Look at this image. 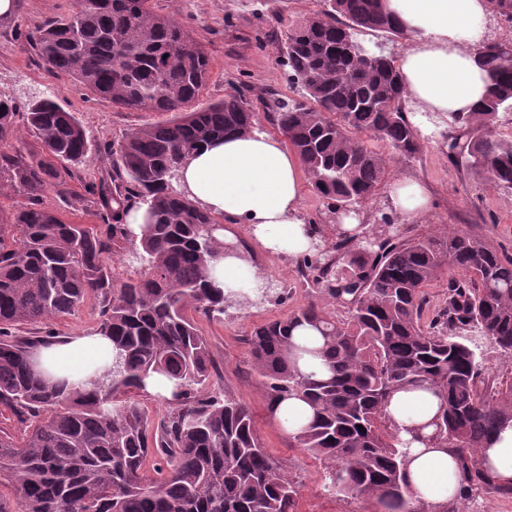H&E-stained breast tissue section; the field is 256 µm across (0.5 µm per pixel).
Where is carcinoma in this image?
<instances>
[{
    "instance_id": "obj_1",
    "label": "carcinoma",
    "mask_w": 512,
    "mask_h": 512,
    "mask_svg": "<svg viewBox=\"0 0 512 512\" xmlns=\"http://www.w3.org/2000/svg\"><path fill=\"white\" fill-rule=\"evenodd\" d=\"M70 12L42 23L29 46L59 76L98 98L139 112H176V119L131 130L112 152L116 179L87 189L83 201L109 229V241L63 220L37 198L56 177L55 164L83 160L89 148L72 113L42 99L28 105L27 125L41 155L0 150V194L28 200L0 218V326L70 314L89 295L103 298L97 332L112 338V365L78 388L55 383L32 365L41 339L0 338V405L30 421L17 441L0 430V478L16 497L0 512H295L298 486L258 442L251 409L232 396H199L210 374L209 347L191 312L224 314L251 304L273 284L250 293L214 285L211 262L224 253L213 215L175 186L178 170L214 139L258 129L251 88L203 107L211 73L201 44L151 0H72ZM367 31L407 37L383 0H324V8L290 30L279 47L299 98H276L268 121L286 137L312 188L336 213L361 206L382 188L386 158L410 161L420 130L405 111L406 89L395 58L361 64L341 51L346 35ZM478 64L489 93L476 112L448 123V158L491 186L512 191V137L494 132L512 110V41L488 42ZM0 141L14 131L17 109L0 98ZM145 208L137 237L130 208ZM126 249L139 276L112 281L111 251ZM303 267L318 271L315 298L286 318L253 330L249 344L268 411L298 397L312 420L288 435L329 465L323 492L375 498L384 512H435L413 503L406 466L413 443L455 450L457 495L464 506L483 494L512 497L478 457L512 427V383L486 384L480 344L512 355V259L483 237L464 232L394 240L342 235L313 243ZM448 271L443 304L431 309L424 288ZM346 310L336 318L330 305ZM313 328L321 350L294 342ZM320 352L321 376L298 359ZM173 383L170 406L155 429L127 397L153 375ZM430 390L440 400L430 435L404 439L385 414L402 390ZM363 429H358V426ZM157 458L146 469L149 455Z\"/></svg>"
}]
</instances>
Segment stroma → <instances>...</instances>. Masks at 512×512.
I'll return each instance as SVG.
<instances>
[{
	"label": "stroma",
	"instance_id": "35a3bbf8",
	"mask_svg": "<svg viewBox=\"0 0 512 512\" xmlns=\"http://www.w3.org/2000/svg\"><path fill=\"white\" fill-rule=\"evenodd\" d=\"M153 9L169 15L191 31L208 53L212 72L200 97L208 104L235 93L248 84L254 95L275 92L293 97L280 61L279 45L291 28L314 16L321 0H152ZM71 0H17L13 16L0 19V94L13 98L18 108L49 98L73 113L84 127L90 151L85 160L59 165L60 182L43 194L45 206L76 224L106 235L105 224L93 209L75 205L89 185L110 180V149L131 130L170 120L167 112L120 109L94 97L75 82L60 77L26 44L38 24L66 15ZM411 121L422 134L416 159L388 158L386 185L409 178L419 183L430 199L429 212L411 224L392 223L400 238L424 237L454 228L487 239L501 254L512 257V192L486 184L465 168L453 164L442 148V139L417 110ZM240 248L249 267L273 280L275 289L261 304L225 308L221 319L202 313L194 318L205 336L213 369L206 389L229 393L250 407L257 438L279 460L299 487L297 512H382L376 499H339L323 495L327 468L305 451L289 445L287 434L272 419L265 390L256 374L249 338L253 328L274 318L288 316L313 299L314 292L301 271L297 256L268 254L255 241L242 240ZM103 303L88 297L74 314L48 322L11 327L18 337H70L95 333Z\"/></svg>",
	"mask_w": 512,
	"mask_h": 512
}]
</instances>
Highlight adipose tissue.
Returning a JSON list of instances; mask_svg holds the SVG:
<instances>
[{
    "label": "adipose tissue",
    "instance_id": "1",
    "mask_svg": "<svg viewBox=\"0 0 512 512\" xmlns=\"http://www.w3.org/2000/svg\"><path fill=\"white\" fill-rule=\"evenodd\" d=\"M412 40L398 59L406 93L418 109L440 116L475 111L488 92L476 56L486 39L490 0H385ZM297 154L263 132L233 135L205 145L188 157L178 174L180 191L193 203L221 217L218 236L236 245L234 225L241 224L273 254L307 252L309 226L300 207ZM391 213L411 223L428 209L420 186L394 183L388 193ZM55 378L78 385L99 375L112 362V342L94 334L40 349ZM439 399L427 390L401 391L386 414L400 431L417 429L436 416ZM414 497L445 505L455 501L457 475L448 448L414 444L407 466Z\"/></svg>",
    "mask_w": 512,
    "mask_h": 512
}]
</instances>
